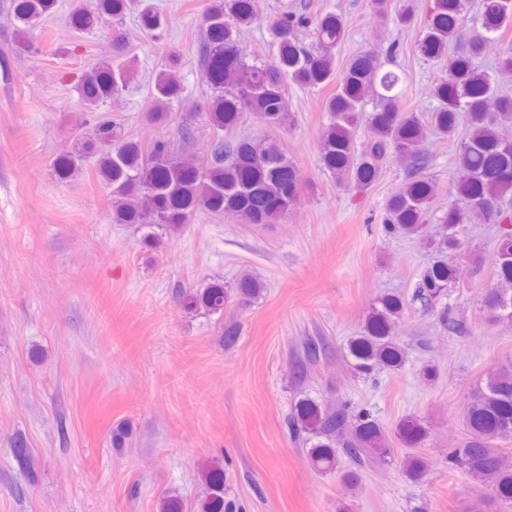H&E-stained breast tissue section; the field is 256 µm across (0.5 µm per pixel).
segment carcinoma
<instances>
[{"label": "carcinoma", "mask_w": 512, "mask_h": 512, "mask_svg": "<svg viewBox=\"0 0 512 512\" xmlns=\"http://www.w3.org/2000/svg\"><path fill=\"white\" fill-rule=\"evenodd\" d=\"M381 20L395 18L399 25L411 22L409 13L394 16L387 0H373ZM470 0H432L419 52L432 61H448V73L436 82L438 101L426 128L420 115L406 110L397 87L401 76L384 69L385 63L370 53L348 61L335 78L336 48L344 40L346 25L333 12H314L307 0L283 11L269 28L277 51L273 61L248 62L237 54L242 28L260 16V0H209L202 14L204 37L199 50L202 79L212 96L199 106L212 126L208 144L211 165L201 170L175 156L169 142L158 138L148 145L133 140L123 124L110 118L99 121L92 132L78 138L74 154L52 161L61 178L79 173L83 163L94 159L98 174L109 190L112 217L118 224H136L147 229L144 242L157 246L166 237L182 232L199 211L211 214L233 212L246 224H274L284 217L302 189L296 168L280 139V132L293 123L288 112V86L336 89L323 101L330 124L319 142L320 161L340 185L360 190L376 182L390 158L405 163L404 182L389 197L385 228L390 234L425 238L431 262L416 286V297L433 302L459 282L458 264L466 243L464 224L479 214L487 224L512 225V210L506 195L512 192V139L503 130L512 127V91L498 88L492 76L476 68L491 42H500L495 73L512 75V0H481V28L468 36L461 31ZM56 0H16L18 19L27 27L39 24L52 12ZM139 10L144 25L156 30L163 25L160 13L148 0H100L99 11L73 2L72 24L86 31L107 14L114 18ZM308 30L315 48L307 47L300 33ZM179 62L153 80V104L145 121L165 126L172 120L170 104L182 96L177 75ZM132 71L126 63L99 62L84 76L80 104L93 112L108 99L121 95ZM375 93V106L366 116L367 138L357 144L366 92ZM494 105H489V101ZM253 115L268 130L262 139L238 136L235 131L246 115ZM465 129L455 159L456 179L450 188L453 201L427 235L426 216L433 197V182L425 170L429 155L424 148L428 132L454 137ZM494 283L482 295L485 321L489 325L512 322V228L503 231L496 252L488 260ZM265 283L243 271L230 285L214 279L198 288L184 289L178 302L191 314L223 315L231 304L248 308L264 296ZM404 302L394 294L376 299L367 313L360 334L349 339L347 356L364 373L375 368L399 369L405 352L394 336ZM463 423L468 438L448 452V461L464 470L480 485L483 504L492 512L512 508V465L505 461L500 442L512 438V361L489 371L471 390L464 404ZM288 424L307 448V459L320 472L340 469L341 457L361 465L372 454L390 451L379 424L364 411L326 407L301 398L288 414ZM132 429L126 422L112 428L115 448L126 447ZM405 449L403 473L410 480L422 478L427 462L416 452L425 428L415 418L399 424ZM15 460L31 459L25 435L16 434L10 444ZM160 512H233L224 499V468L213 466L204 476V489L193 501L167 493L160 499Z\"/></svg>", "instance_id": "obj_1"}]
</instances>
